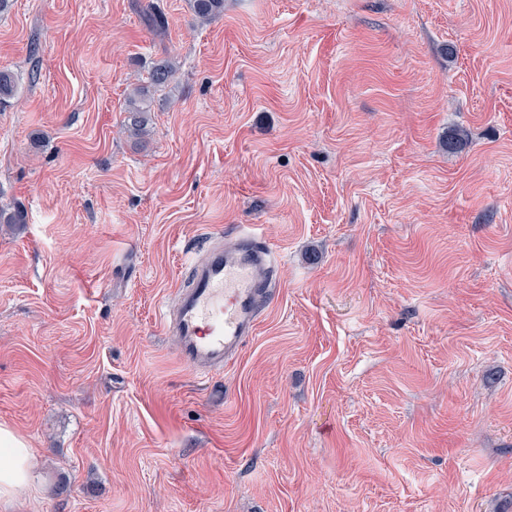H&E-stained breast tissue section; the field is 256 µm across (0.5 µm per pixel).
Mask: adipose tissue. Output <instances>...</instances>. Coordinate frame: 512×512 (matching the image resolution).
<instances>
[{"label":"adipose tissue","mask_w":512,"mask_h":512,"mask_svg":"<svg viewBox=\"0 0 512 512\" xmlns=\"http://www.w3.org/2000/svg\"><path fill=\"white\" fill-rule=\"evenodd\" d=\"M33 450L12 430L0 427V503L13 504L33 486Z\"/></svg>","instance_id":"1"}]
</instances>
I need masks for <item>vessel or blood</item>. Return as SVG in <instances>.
I'll return each mask as SVG.
<instances>
[{
    "label": "vessel or blood",
    "mask_w": 512,
    "mask_h": 512,
    "mask_svg": "<svg viewBox=\"0 0 512 512\" xmlns=\"http://www.w3.org/2000/svg\"><path fill=\"white\" fill-rule=\"evenodd\" d=\"M274 291V254L245 225L231 243L213 242L189 262L188 281L177 289L174 309L163 312L161 327L195 374L220 370L256 336L261 301Z\"/></svg>",
    "instance_id": "1"
}]
</instances>
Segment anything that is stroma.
<instances>
[{
	"label": "stroma",
	"instance_id": "1",
	"mask_svg": "<svg viewBox=\"0 0 512 512\" xmlns=\"http://www.w3.org/2000/svg\"><path fill=\"white\" fill-rule=\"evenodd\" d=\"M2 68L8 512H512V0H14ZM248 224L278 288L200 377L160 316ZM196 21L206 23L224 12V0H188ZM174 64L170 61L155 64L149 72L147 85H138L129 92L126 98L125 110L126 128L131 136L142 141L150 135L153 92L163 88L170 82L174 73ZM33 450L12 430L0 427V504H13L35 482Z\"/></svg>",
	"mask_w": 512,
	"mask_h": 512
}]
</instances>
